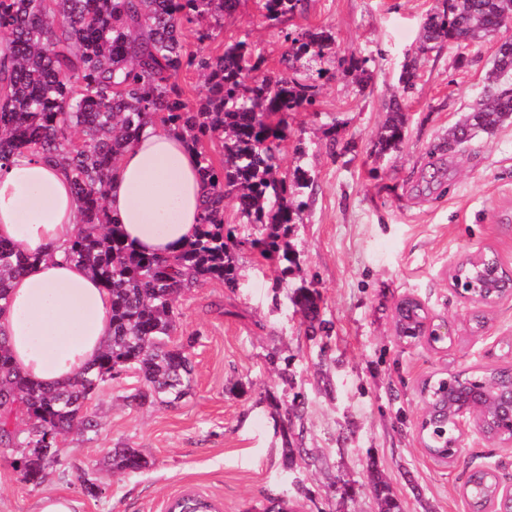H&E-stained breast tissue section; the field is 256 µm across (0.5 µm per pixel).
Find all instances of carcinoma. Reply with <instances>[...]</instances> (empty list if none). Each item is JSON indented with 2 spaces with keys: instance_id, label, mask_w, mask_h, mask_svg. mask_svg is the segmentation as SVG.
<instances>
[{
  "instance_id": "1",
  "label": "carcinoma",
  "mask_w": 512,
  "mask_h": 512,
  "mask_svg": "<svg viewBox=\"0 0 512 512\" xmlns=\"http://www.w3.org/2000/svg\"><path fill=\"white\" fill-rule=\"evenodd\" d=\"M239 0H0V34L8 35L13 67L0 99V162L18 149H32L65 166L80 203L81 224L68 256L99 277L112 296V331L88 372L65 388L28 382L15 369L0 338V447L13 448L10 464L20 480L42 485L62 464L60 439L72 431L92 432L96 423L88 402L109 379L132 371L141 386L129 398L140 405L171 406L192 390L188 353L171 345L182 293L201 279L237 288L238 270L230 244L235 228L225 224L231 198L245 224L268 232L247 240L263 257L291 261L288 241L279 231L295 223L304 202L293 188L311 182L296 168L293 179L275 176V149L288 130V113L315 106L314 85L289 74L305 57L319 60L332 52L335 38L325 29L287 34L286 70L251 76L262 57L246 41L224 46V53L184 54L180 38L186 23L201 27L200 38L222 27ZM303 0H264L265 17L276 20L302 9ZM512 24V0H444L443 10L427 16L421 50L443 44L465 47ZM184 68L201 74L206 102L195 108L182 98L174 78ZM512 73V50L501 53L488 76L486 98L470 108L449 140L469 141L512 121V91L499 88ZM416 62L403 65L399 88L377 136L379 153L397 152L405 140L406 100L416 87ZM154 123L186 135L197 152L205 188L202 221L194 239L177 254L139 253L126 244L106 208V175L141 129ZM221 147L216 168L205 144ZM36 257L0 240V301L8 299L10 280L32 269ZM312 335L328 332L320 318L316 290L301 287L295 297ZM481 379L490 394L507 385L500 370L487 366ZM302 402L284 404L281 430L285 467L307 462L303 429L296 427ZM151 460L137 448H116L112 469L142 472ZM380 512H401L375 464L368 466ZM469 498H494L495 476L478 468L465 482ZM310 490L297 482L296 496L279 498L271 512H295Z\"/></svg>"
}]
</instances>
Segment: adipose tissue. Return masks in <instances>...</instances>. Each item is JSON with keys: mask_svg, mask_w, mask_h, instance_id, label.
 Listing matches in <instances>:
<instances>
[{"mask_svg": "<svg viewBox=\"0 0 512 512\" xmlns=\"http://www.w3.org/2000/svg\"><path fill=\"white\" fill-rule=\"evenodd\" d=\"M197 155L183 137L142 128L108 173L110 218L136 251L173 255L202 216ZM80 219L71 176L28 149L0 163V239L38 257L10 285L0 332L16 369L41 386H64L83 373L112 329V297L65 250Z\"/></svg>", "mask_w": 512, "mask_h": 512, "instance_id": "obj_1", "label": "adipose tissue"}]
</instances>
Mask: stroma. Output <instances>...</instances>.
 <instances>
[{
	"mask_svg": "<svg viewBox=\"0 0 512 512\" xmlns=\"http://www.w3.org/2000/svg\"><path fill=\"white\" fill-rule=\"evenodd\" d=\"M442 6L305 0L303 11L271 21L262 0H240L210 39L200 40L197 25L183 26L186 52L217 55L244 40L263 57L265 74L283 70L286 34L324 28L336 39L329 64L335 78H317L313 62L300 68V77L316 81L317 109L289 114L276 154L281 171L300 167L314 179L301 191L306 207L288 232L296 262L234 246L235 290L206 280L180 298L173 340L192 361L191 395L173 406H136L127 400L135 374L105 383L89 403L97 433L68 434L64 464L43 485L20 483L9 457L0 456V512H40L47 497L71 500L74 512H165L186 487L222 512H264L268 499L293 495L298 479L313 494L300 512H379L371 461L402 512H465L471 467H496L512 481V448L471 436L460 463L443 469L417 438L422 378L444 368L512 364V301L492 309L484 334L474 335L447 278L458 256L483 248L512 263V123L455 150L442 147L483 97L498 44L512 38V26L463 49L420 51L422 25ZM414 57L420 78L407 102L405 142L378 155L375 142L401 69ZM363 58L371 74L364 83L350 70ZM304 285L320 293L329 335L308 334L293 303ZM406 294L448 320L456 337L451 348L436 352L396 339L394 304ZM274 348L287 358L305 402V446L316 460L306 469L283 466L274 405L284 391L266 360ZM123 447L140 449L153 466L113 472L112 451ZM82 475L102 488L100 497L82 493Z\"/></svg>",
	"mask_w": 512,
	"mask_h": 512,
	"instance_id": "1",
	"label": "stroma"
}]
</instances>
